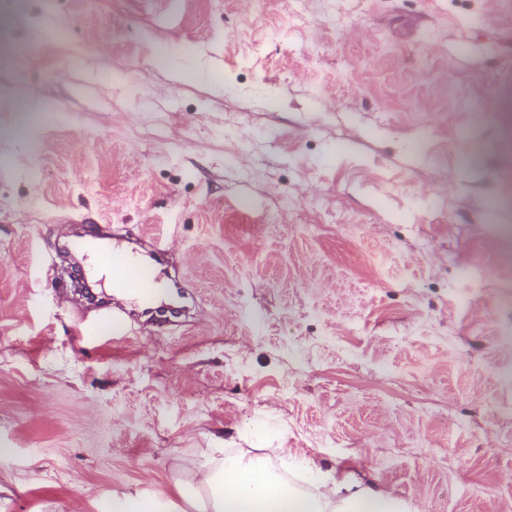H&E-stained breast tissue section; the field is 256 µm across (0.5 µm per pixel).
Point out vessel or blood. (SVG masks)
Here are the masks:
<instances>
[{"mask_svg": "<svg viewBox=\"0 0 512 512\" xmlns=\"http://www.w3.org/2000/svg\"><path fill=\"white\" fill-rule=\"evenodd\" d=\"M129 242L122 227L87 224L68 239L64 247L65 253L74 257L99 254L112 270L113 305L97 308L96 319L85 324L84 336L98 335L105 326L111 328L113 335H128L134 313L139 309L147 312L146 323L155 331H162L167 323L166 316L152 312L157 284L153 267L170 265L171 260L158 238L138 237L134 248Z\"/></svg>", "mask_w": 512, "mask_h": 512, "instance_id": "obj_1", "label": "vessel or blood"}]
</instances>
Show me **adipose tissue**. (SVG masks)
<instances>
[{"label":"adipose tissue","instance_id":"ef3b65f1","mask_svg":"<svg viewBox=\"0 0 512 512\" xmlns=\"http://www.w3.org/2000/svg\"><path fill=\"white\" fill-rule=\"evenodd\" d=\"M306 489L276 478L267 462L244 453L209 455L192 472L198 493L186 497L191 512H410L409 505L372 484L311 467Z\"/></svg>","mask_w":512,"mask_h":512}]
</instances>
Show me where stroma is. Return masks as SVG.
<instances>
[{"label": "stroma", "instance_id": "35a3bbf8", "mask_svg": "<svg viewBox=\"0 0 512 512\" xmlns=\"http://www.w3.org/2000/svg\"><path fill=\"white\" fill-rule=\"evenodd\" d=\"M160 232L194 307L84 343L39 271ZM512 0H0V512L203 452L512 512Z\"/></svg>", "mask_w": 512, "mask_h": 512}]
</instances>
